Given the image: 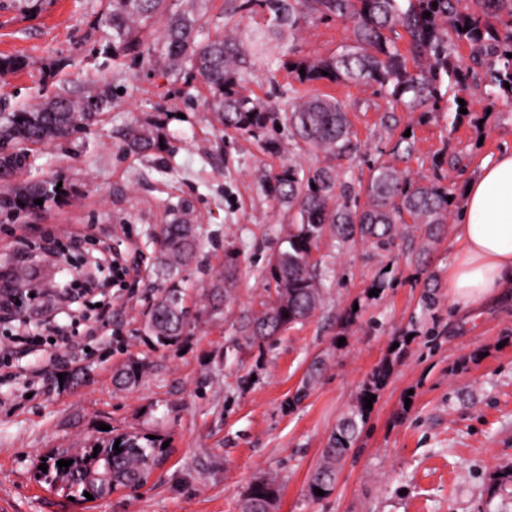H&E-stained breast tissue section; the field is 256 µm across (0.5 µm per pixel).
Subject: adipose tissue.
Returning a JSON list of instances; mask_svg holds the SVG:
<instances>
[{"label":"adipose tissue","instance_id":"obj_1","mask_svg":"<svg viewBox=\"0 0 512 512\" xmlns=\"http://www.w3.org/2000/svg\"><path fill=\"white\" fill-rule=\"evenodd\" d=\"M470 187L454 226L448 289L455 303L474 308L512 282V150L484 162Z\"/></svg>","mask_w":512,"mask_h":512}]
</instances>
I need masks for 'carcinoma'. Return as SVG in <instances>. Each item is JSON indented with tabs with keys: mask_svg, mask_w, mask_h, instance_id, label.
Listing matches in <instances>:
<instances>
[{
	"mask_svg": "<svg viewBox=\"0 0 512 512\" xmlns=\"http://www.w3.org/2000/svg\"><path fill=\"white\" fill-rule=\"evenodd\" d=\"M240 0L238 10L259 8L274 34L293 38L313 20L340 19L353 25L352 44L343 52L313 61L295 63L301 84L344 81L377 87V91L408 112L425 107L440 111L439 103L455 88H464L470 69L460 61L456 45L465 41L475 47L473 60L484 68L486 94L512 103V0ZM429 15H424V12ZM168 12V0H112L103 16L112 29V55L117 58L129 48L152 59L159 56L168 68L189 64L212 92L211 106L224 131L258 136L269 123L281 120L289 128L292 150L322 154L325 165L305 169L294 162L263 179L265 191L294 212L283 246L270 256L266 280L269 300L262 310L241 325L249 338L265 341L279 332L311 318L324 298L322 281L327 272L319 269L313 252L329 233L339 249L357 241L384 248L406 239L405 230L420 228L423 242L436 238L448 223V187L435 182L409 180L403 171L376 161L362 188L366 203L351 197L350 186L341 182L333 161L357 153L348 113L333 97L303 93L294 86L282 91L283 113L246 94L243 70L245 47L240 41L215 30L204 40L203 15L174 13L159 43L150 41L153 27ZM507 16L500 25L491 18ZM409 37V51L423 65L408 70L393 40L397 29ZM305 74H300V70ZM328 75H322V72ZM511 88H506L504 83ZM112 110V93L106 89L80 101L53 95L44 102L0 116V186L10 197L0 201L10 211L36 208L34 201L57 195L56 188L42 182L13 184L34 146L66 137ZM159 126L151 120H136L126 129L125 151L140 156L168 151L160 147ZM193 205L185 200L181 216L159 224V237L152 238L159 254L158 273L169 282L152 302L144 324L145 334L158 346L175 344L196 322L188 316L185 289L178 276L200 249L199 233L191 223ZM237 279L236 254L225 252L224 276L214 292L231 296ZM144 365L131 361L114 375V383L132 386ZM387 377L382 368L372 374L356 403L322 450L310 489L325 492L336 480V467L356 440L368 410L364 398L376 394ZM119 444L122 451L114 450ZM161 438L118 434L101 442H90L73 453L52 455L56 461L73 460L65 468L52 465L38 471L39 479L63 494L85 502L89 493L99 499L113 492L145 483L153 468L166 460L169 448ZM112 457V467L101 477L82 478L103 457ZM278 489L276 481L264 478L251 485L241 503V512H273Z\"/></svg>",
	"mask_w": 512,
	"mask_h": 512,
	"instance_id": "1",
	"label": "carcinoma"
}]
</instances>
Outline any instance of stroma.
Wrapping results in <instances>:
<instances>
[{
  "label": "stroma",
  "instance_id": "stroma-1",
  "mask_svg": "<svg viewBox=\"0 0 512 512\" xmlns=\"http://www.w3.org/2000/svg\"><path fill=\"white\" fill-rule=\"evenodd\" d=\"M236 0H171V11L200 12L207 31L226 25L239 39L264 25L260 13L235 11ZM109 0H0V112H14L62 93L79 100L112 91L111 112L56 143L29 153L20 183H62L65 194L34 213L0 210V264L20 253L42 257L44 234L83 240L54 258L56 269L98 255L103 245L139 265L103 287L112 317L96 326L88 355L48 361L11 354L0 366V512H240L247 488L276 478L273 512H512V286L473 310L457 308L448 290L456 244L444 234L420 252L395 242L337 249L324 238L315 254L329 268L326 299L315 315L272 339L243 336L240 326L267 298L264 267L279 248L292 212L269 198L262 177L289 162L313 168L312 154L269 153L267 139L287 143V126L264 135L225 134L212 95L190 69L169 74L135 50L113 59L112 32L100 23ZM351 24L309 23L274 56H247L246 88L281 105L294 82L291 66L325 58L350 44ZM475 69L460 97L467 113L408 112L374 88L321 82L315 90L346 109L360 152L337 161L352 191L373 162L393 163L415 181L448 185L462 203L484 160L512 149V105L486 97ZM154 119L173 154H125L123 132ZM417 151L393 155L401 134ZM190 201L200 234L197 259L184 273L186 303L199 316L178 344L158 348L143 333L158 297L156 249L149 233ZM238 255L230 300L211 308L212 281L224 251ZM435 291H428V279ZM145 364L123 388L116 369ZM323 367L304 397L296 392L314 361ZM389 367L385 384L325 495L308 485L330 434L372 373ZM39 371L35 386L22 377ZM111 433L168 441L165 464L136 493L79 503L37 483L42 458L83 447Z\"/></svg>",
  "mask_w": 512,
  "mask_h": 512
}]
</instances>
